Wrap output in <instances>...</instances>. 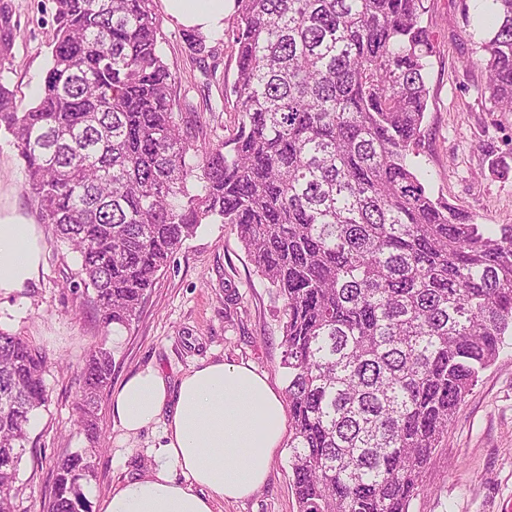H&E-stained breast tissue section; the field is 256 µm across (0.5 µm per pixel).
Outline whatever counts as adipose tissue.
Listing matches in <instances>:
<instances>
[{"mask_svg": "<svg viewBox=\"0 0 512 512\" xmlns=\"http://www.w3.org/2000/svg\"><path fill=\"white\" fill-rule=\"evenodd\" d=\"M161 2L182 28L224 31L225 0ZM42 250L35 225L0 217V294L37 278ZM112 416L122 438L156 423L162 435L148 450V471L113 484L97 512H215L216 502L250 497L265 485L286 409L252 365L211 361L174 385L157 367H143L113 392Z\"/></svg>", "mask_w": 512, "mask_h": 512, "instance_id": "adipose-tissue-1", "label": "adipose tissue"}]
</instances>
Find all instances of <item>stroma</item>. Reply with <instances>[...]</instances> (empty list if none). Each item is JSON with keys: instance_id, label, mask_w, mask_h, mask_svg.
I'll list each match as a JSON object with an SVG mask.
<instances>
[{"instance_id": "35a3bbf8", "label": "stroma", "mask_w": 512, "mask_h": 512, "mask_svg": "<svg viewBox=\"0 0 512 512\" xmlns=\"http://www.w3.org/2000/svg\"><path fill=\"white\" fill-rule=\"evenodd\" d=\"M11 3L15 66L7 80L24 110L46 76L54 3ZM427 7L423 23L436 50L423 142L430 191L474 214L477 223L512 224V113L494 111L475 64L489 32L484 11L478 0H428ZM161 26L160 51L189 88L194 106L180 113L181 123L195 128L201 148L231 136L239 116L224 88L235 79L234 47L212 41L213 57L199 64L187 57L180 28L166 20ZM24 182L25 165L12 137L1 130L0 207L38 225L43 252L37 280L0 295V329L27 338L54 359L44 375L48 402L29 425L14 512H43L54 489V464L67 453L91 452L93 475L81 492L93 502L113 482L142 472L148 448L158 442L156 425L121 439L106 392L98 406L100 449L92 451L79 423L75 377L94 348L110 349L116 384L148 364L174 383L193 366L222 359L252 364L284 392V302L256 274L233 226L201 225L161 273L139 318L115 335L99 323L88 295L71 290L79 270L76 255L57 241L52 225L41 223ZM288 456L280 449L266 484L250 498L217 503V512H298ZM409 512H512V337L459 406Z\"/></svg>"}]
</instances>
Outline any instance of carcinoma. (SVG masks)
Returning a JSON list of instances; mask_svg holds the SVG:
<instances>
[{"label":"carcinoma","instance_id":"cac0c4a2","mask_svg":"<svg viewBox=\"0 0 512 512\" xmlns=\"http://www.w3.org/2000/svg\"><path fill=\"white\" fill-rule=\"evenodd\" d=\"M237 132L200 150L159 50L154 0H54L49 61L20 112L11 0H0V129L42 223L80 260L101 324L129 327L203 224L236 226L284 301L281 365L299 512H408L458 405L512 335V225L434 197L421 159L435 55L427 0H235ZM479 62L512 112V0H493ZM204 61L212 36L185 31ZM47 355L0 330V512H13ZM112 377L80 373L81 425ZM82 452L57 462L46 512H89Z\"/></svg>","mask_w":512,"mask_h":512}]
</instances>
